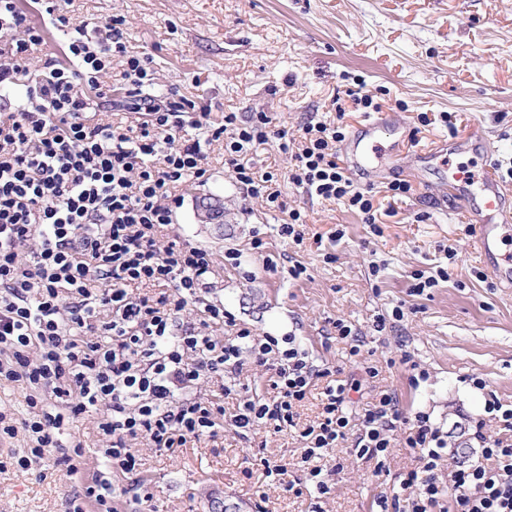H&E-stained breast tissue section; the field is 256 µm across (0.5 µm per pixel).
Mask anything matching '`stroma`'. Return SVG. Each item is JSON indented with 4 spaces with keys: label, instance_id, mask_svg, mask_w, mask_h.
Returning a JSON list of instances; mask_svg holds the SVG:
<instances>
[{
    "label": "stroma",
    "instance_id": "obj_1",
    "mask_svg": "<svg viewBox=\"0 0 512 512\" xmlns=\"http://www.w3.org/2000/svg\"><path fill=\"white\" fill-rule=\"evenodd\" d=\"M75 7L84 18H123L127 46L149 58L156 92L179 90L213 118L268 112L293 131L307 120L329 119L337 97L346 109V136L365 120H392L404 143L400 158L350 171L385 212L380 234L343 204L288 183L290 157L275 142L254 146L247 158L256 172L280 174L283 208L245 197L224 167L220 144L205 137L209 178L187 186L173 231L212 250L225 309L257 332L295 334L318 368L336 378L362 380L359 406L388 389L405 413L427 412L448 432L460 413L485 420L486 402L512 406V288L484 275L469 231L480 201L464 206L436 198L447 168L416 160L422 151H448L456 135L477 126L483 142L453 163L512 164V0H77ZM355 87L380 111L356 108L349 95ZM422 112L431 120L425 127ZM443 112L453 113L455 128L440 121ZM397 177L410 181L409 196H388L386 185ZM298 207L306 224L295 245L278 226ZM256 233L266 243L260 253L250 245ZM447 247L457 252L454 263L444 257ZM230 249L240 251V266H224ZM282 253L306 273L292 278ZM328 253L335 262H325ZM374 262L385 266L376 277ZM442 264L447 281L413 294V273ZM396 307L404 317L394 322ZM382 314L389 322L378 332L374 320ZM337 319L365 336L360 358L334 330ZM405 353L411 365L401 364ZM368 366L377 377H366ZM474 375L485 388L472 386ZM321 399V386L311 387L297 409V429L285 434L263 428L244 439L227 427L217 441L172 453L140 449L136 473H110L123 491L117 512H375L378 498L397 491L400 475L418 465L404 437L380 461L356 458L347 441L331 449L322 461L334 471L327 498L264 488L261 458L296 471L305 446L299 429L316 421ZM484 433L508 435L495 422H486ZM62 440L82 444L83 456L70 466L49 461L29 470L12 462L28 448L25 433L0 440V512H66L68 494L105 470L92 420L75 423ZM136 484L139 499L126 492Z\"/></svg>",
    "mask_w": 512,
    "mask_h": 512
}]
</instances>
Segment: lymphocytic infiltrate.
<instances>
[{
	"instance_id": "f902f5d3",
	"label": "lymphocytic infiltrate",
	"mask_w": 512,
	"mask_h": 512,
	"mask_svg": "<svg viewBox=\"0 0 512 512\" xmlns=\"http://www.w3.org/2000/svg\"><path fill=\"white\" fill-rule=\"evenodd\" d=\"M71 0H0V381L22 384L27 418L0 425V437L25 432L31 442L19 468L59 454L68 463L81 446L59 435L82 415L97 412L113 469L137 465L136 446L156 451L214 438L223 418L238 435L266 426H294L297 406L318 369L294 336L281 338L241 325L212 296L213 253L170 228L189 181L204 180L206 156L184 128L223 141L224 163L247 197L282 208L277 177L256 174L244 154L287 128L255 112H209L170 93L154 94L155 77L128 51L123 21L73 24ZM60 31L57 57L44 55L46 36ZM126 94L113 100L115 91ZM120 121H112V113ZM345 109L336 122L298 129L289 182L359 212L369 228L379 213L374 197L354 188L337 145L345 138ZM227 327L228 339L215 336ZM270 370L271 390L250 393L240 382L245 359ZM355 381L326 386L317 421L301 436L302 473L267 467L269 485H295L318 495L331 487L322 467L339 440L352 438L358 458L384 456L395 431L417 469L398 493L381 497L379 512H512V443L474 430L470 461L441 482L439 462L451 450L428 413L406 417L395 394L353 412ZM235 395L238 408L224 412ZM110 480L92 476L69 498V512H112Z\"/></svg>"
}]
</instances>
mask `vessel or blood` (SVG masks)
<instances>
[{"instance_id": "vessel-or-blood-1", "label": "vessel or blood", "mask_w": 512, "mask_h": 512, "mask_svg": "<svg viewBox=\"0 0 512 512\" xmlns=\"http://www.w3.org/2000/svg\"><path fill=\"white\" fill-rule=\"evenodd\" d=\"M387 132L385 121L377 120L360 128L346 153L352 166L371 167L379 158L380 141ZM449 183L457 191L461 202H468L472 194H480L483 210L476 217L471 231L482 251L489 256L487 274L499 285L512 288V255L500 253L498 229L512 222V183L501 181L490 166L474 172L461 165L449 166Z\"/></svg>"}]
</instances>
